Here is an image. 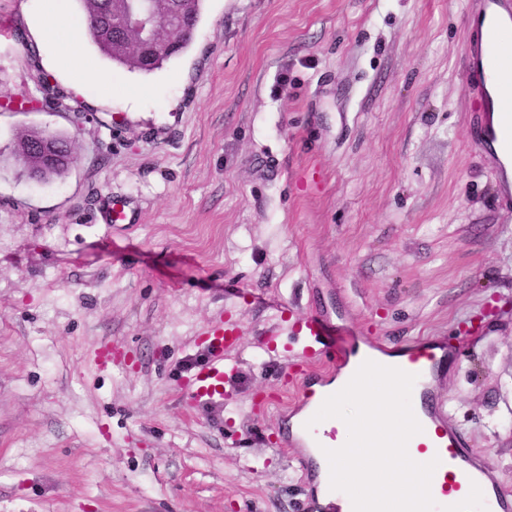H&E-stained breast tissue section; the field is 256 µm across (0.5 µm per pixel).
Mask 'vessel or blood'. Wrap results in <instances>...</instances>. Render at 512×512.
I'll list each match as a JSON object with an SVG mask.
<instances>
[{
	"label": "vessel or blood",
	"instance_id": "1",
	"mask_svg": "<svg viewBox=\"0 0 512 512\" xmlns=\"http://www.w3.org/2000/svg\"><path fill=\"white\" fill-rule=\"evenodd\" d=\"M466 22L468 50L463 75L467 88L482 102V112L470 128L471 141L486 151L498 146L512 151V87L498 81L503 60L498 41L505 26L512 24V0H475ZM289 328L302 339L292 379L307 397H314L319 379L347 368L364 349L390 357L394 367L415 375L412 409L422 431L411 437L407 452L439 461L430 483L435 512H512V492L495 488L481 497L472 493L473 485L482 480L484 466L469 448L466 435L449 427L432 386L431 378L444 358L440 347L427 341L396 343L360 336L317 313L290 322ZM488 331L485 318H469L460 324L457 342L465 344ZM234 332L223 319L208 322L204 331L207 358L192 375L186 393L189 405L223 402L224 338ZM336 440V428L322 421L302 432L289 433L282 444L300 449L299 460L309 479L325 481L329 478L325 452L334 448Z\"/></svg>",
	"mask_w": 512,
	"mask_h": 512
}]
</instances>
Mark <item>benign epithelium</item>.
<instances>
[{
    "instance_id": "1",
    "label": "benign epithelium",
    "mask_w": 512,
    "mask_h": 512,
    "mask_svg": "<svg viewBox=\"0 0 512 512\" xmlns=\"http://www.w3.org/2000/svg\"><path fill=\"white\" fill-rule=\"evenodd\" d=\"M154 3L155 0H140L139 8L121 12L110 28L112 39L136 50L145 63L174 46L173 40L157 37L159 29L186 32L193 28L191 15L185 10L173 6L159 13L153 8ZM19 161L21 172L29 180L45 183L56 167L72 166L76 154L71 143L61 144L55 133L42 129L38 137L24 141Z\"/></svg>"
}]
</instances>
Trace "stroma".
Wrapping results in <instances>:
<instances>
[{"mask_svg":"<svg viewBox=\"0 0 512 512\" xmlns=\"http://www.w3.org/2000/svg\"><path fill=\"white\" fill-rule=\"evenodd\" d=\"M0 0V157L27 127L71 139L45 184L0 170V512H321L272 438L294 338L279 312L368 336H487L438 373L448 423L512 490V216L474 146L469 0H204L189 48L76 84ZM82 106L45 107L37 81ZM224 403L188 406L205 323ZM119 357L98 366L104 349ZM459 333L463 336H456L458 342L456 351H460L461 347L472 339H478L485 336L489 331V322L485 320V317H471L466 321L462 322L459 326Z\"/></svg>","mask_w":512,"mask_h":512,"instance_id":"1","label":"stroma"}]
</instances>
